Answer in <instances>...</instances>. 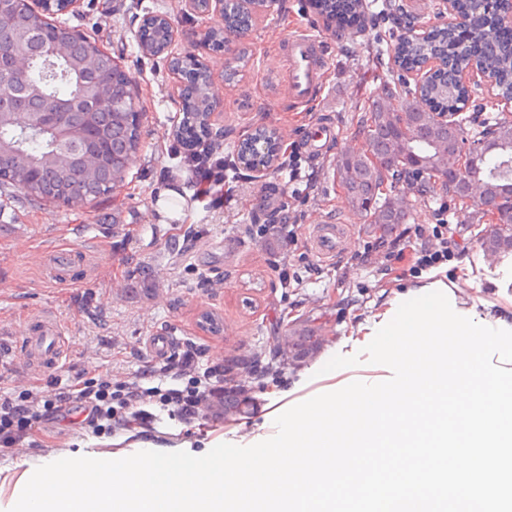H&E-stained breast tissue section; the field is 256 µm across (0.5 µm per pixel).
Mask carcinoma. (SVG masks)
I'll return each mask as SVG.
<instances>
[{
    "mask_svg": "<svg viewBox=\"0 0 512 512\" xmlns=\"http://www.w3.org/2000/svg\"><path fill=\"white\" fill-rule=\"evenodd\" d=\"M327 17L357 10L359 0H315ZM470 15L463 27H436L421 44L403 42L396 59L405 72L419 68L427 56L438 54L451 66L433 72L416 95L399 80L385 94L372 100L362 117L366 148L346 152L336 162V178L349 208L372 224H405L411 206L399 185L418 183L421 195L434 191L432 174L448 177L441 157L467 147L468 170L474 177L482 203L478 209L459 200L458 184L444 182V192L468 224H479L487 215L493 224L480 235L482 251L502 258L512 255V231L497 224H512V119L489 114L483 121L462 114L468 89L455 83L454 73L476 62L495 80L496 96L512 100V35L502 30L489 33L493 0H457ZM263 0H224V26L204 33L205 42L224 46V30L247 28ZM65 9V0H0V190L15 189L32 203L57 206L70 203L74 191L86 201L110 194L122 181L125 169L140 147L141 116L133 82L112 54L98 41L81 33L53 14ZM143 49L163 52L171 43L168 23L161 16L143 20L139 29ZM64 41L66 58L48 62L52 47ZM27 64L25 81H13L17 61ZM172 70L186 83L180 87L181 111L187 116L182 130L190 135L208 129L210 76L193 55L176 57ZM432 112H451L458 117L436 122ZM273 134H251L237 151L245 169L272 165ZM263 140L260 155L253 143ZM94 151L100 164L95 173L77 162ZM401 156V167L382 174L380 162Z\"/></svg>",
    "mask_w": 512,
    "mask_h": 512,
    "instance_id": "1",
    "label": "carcinoma"
}]
</instances>
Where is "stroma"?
<instances>
[{"label": "stroma", "instance_id": "stroma-1", "mask_svg": "<svg viewBox=\"0 0 512 512\" xmlns=\"http://www.w3.org/2000/svg\"><path fill=\"white\" fill-rule=\"evenodd\" d=\"M441 7L442 0H360L365 27L338 36L312 0H275L272 11L258 12L244 41L248 63L231 80L226 48L203 40L222 23L215 11L187 0H80L63 12L74 29L96 33L133 80L141 147L119 186L91 203L39 207L17 192L0 197V386L22 393L46 385L49 372L29 369L21 343L51 319L72 373L111 370L116 390L154 360L152 337L196 344L208 362L223 365L224 398L234 407L192 425L165 416L148 433L134 427L96 437L73 420L46 424L29 447L0 457V512H9L43 462L249 446L274 435L275 418L298 403L354 381L388 380L389 367L365 360L326 374L321 368L334 355L357 354L421 286L442 291L456 313L479 324L512 328V263L482 253L478 227L464 223L445 194H411L408 223L372 224L348 208L336 179L339 156L364 146L360 116L397 76L391 61L408 17L438 24ZM155 12L175 30L157 55L137 38ZM299 32L316 36L324 53V91L307 106L287 95L288 39ZM186 54L212 76L208 140L229 162L224 184L232 189L220 209L174 152L183 114L170 61ZM260 126L275 130L278 160L258 179L235 158L238 143ZM291 156L313 173L312 184L292 180ZM281 207L297 243L265 229ZM328 222L344 228L331 258L311 240L313 226ZM445 225L456 240L447 258L420 262L422 247L438 248ZM418 229L423 239H414ZM401 236L411 242L399 257L390 243ZM305 330L317 336L314 349L301 341Z\"/></svg>", "mask_w": 512, "mask_h": 512}]
</instances>
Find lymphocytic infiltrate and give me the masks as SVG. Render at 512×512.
I'll return each mask as SVG.
<instances>
[{"label": "lymphocytic infiltrate", "mask_w": 512, "mask_h": 512, "mask_svg": "<svg viewBox=\"0 0 512 512\" xmlns=\"http://www.w3.org/2000/svg\"><path fill=\"white\" fill-rule=\"evenodd\" d=\"M175 150L182 168L199 185L223 186L224 155L212 143L181 137ZM201 359L194 346L176 349L161 362L139 369L136 381L119 393L105 374L69 379L51 395L38 386L18 396L0 390V455L31 442L38 424L73 411L81 413L82 427L96 435L127 429L134 422L146 424L151 414L143 405L152 396L189 425L207 409L223 414L224 368L202 366Z\"/></svg>", "instance_id": "lymphocytic-infiltrate-1"}]
</instances>
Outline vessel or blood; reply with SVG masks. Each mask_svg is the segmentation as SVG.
Returning a JSON list of instances; mask_svg holds the SVG:
<instances>
[{
	"label": "vessel or blood",
	"instance_id": "obj_1",
	"mask_svg": "<svg viewBox=\"0 0 512 512\" xmlns=\"http://www.w3.org/2000/svg\"><path fill=\"white\" fill-rule=\"evenodd\" d=\"M319 42L313 35L299 33L288 41V95L293 102L305 103L319 97L323 91L321 60L318 54ZM313 241L321 254L333 255L336 251V227L332 224H318L313 229ZM52 337L40 339L25 337L26 346H37L33 364L44 368L58 363L59 357L51 351Z\"/></svg>",
	"mask_w": 512,
	"mask_h": 512
}]
</instances>
